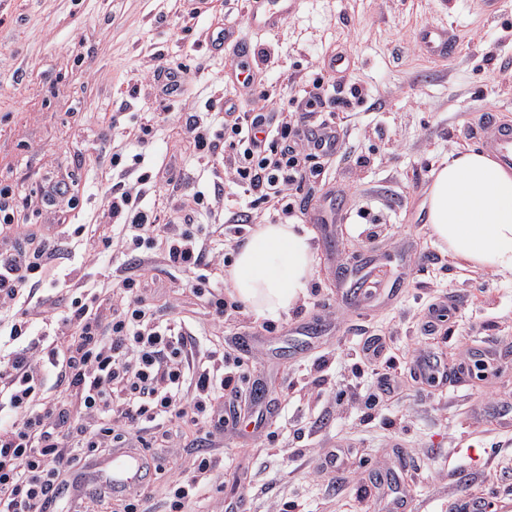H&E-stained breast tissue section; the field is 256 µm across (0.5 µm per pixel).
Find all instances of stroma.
<instances>
[{"label": "stroma", "mask_w": 512, "mask_h": 512, "mask_svg": "<svg viewBox=\"0 0 512 512\" xmlns=\"http://www.w3.org/2000/svg\"><path fill=\"white\" fill-rule=\"evenodd\" d=\"M433 24L459 39L447 61L426 58L416 41ZM226 27L246 31L259 91L292 99L285 122L296 121L314 80L328 84L314 109L334 115L344 148L307 159L317 177L288 189L292 216L311 236L320 288L288 314L263 318L238 305L214 321L204 300L184 291L193 272L157 265L149 293L158 317L185 323L206 347L235 342L250 388L268 392L262 416L243 415L209 440L188 430L169 456L184 469L197 454L216 458L224 490L212 512H382L387 497L376 477L391 468L404 478L405 512H448L449 499L462 495L506 512L512 423L484 404L512 401V275L456 264L425 223L431 173L448 151L475 147L484 113L512 120V0H498L490 15L479 0H299L263 33L247 32L245 0H208L202 12L188 0H0V189L28 197L16 223L44 233L60 224L108 231L107 202L132 185L125 169L139 153L135 165L153 181L144 203L161 224L185 204L189 186L227 180L223 149L203 156L180 128L186 114L202 112L222 130L228 98L243 112L258 106L234 81L231 48H207ZM161 61L181 69L177 96L152 77ZM340 76L361 88V102L339 104L332 85ZM59 180L65 196L44 200L40 187ZM329 190L331 238L312 221ZM239 211L245 222H231ZM270 220L239 188L195 218L229 255ZM138 258L76 242L35 285V299L62 306L72 268L109 291ZM439 301L450 313L424 332ZM323 303L344 323L325 321ZM363 333L385 337L399 371L417 350L452 367L496 349L508 356L462 386L406 382L366 423L362 402L335 400L337 390L374 387V373L355 371L345 355ZM339 450L347 471L313 480L324 456Z\"/></svg>", "instance_id": "35a3bbf8"}]
</instances>
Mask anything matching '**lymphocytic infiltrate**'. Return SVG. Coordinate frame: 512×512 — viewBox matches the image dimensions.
Returning <instances> with one entry per match:
<instances>
[{
	"mask_svg": "<svg viewBox=\"0 0 512 512\" xmlns=\"http://www.w3.org/2000/svg\"><path fill=\"white\" fill-rule=\"evenodd\" d=\"M282 108L278 102L262 112L240 113L228 100L224 113L233 122L223 132L195 116L186 127L202 153L223 143L234 158L233 184L286 215L292 211L288 186L314 175L302 165V156L323 158L327 152L310 138L309 123L280 124ZM149 181V174L141 173L130 190L112 195V233L98 240L106 250L143 251L139 271L117 281L108 298L82 286L61 318L34 304L30 288L44 269L63 259L68 241L29 230L19 231L16 242L0 241V321H7L11 337L20 341L0 360V407L12 412L0 420V512H47L52 504L60 512H140L139 492L116 495L97 483L101 459L116 448L168 441L172 424L187 419L213 434L224 427L217 399L235 401L244 392L239 359L215 351L209 363H196V336L183 325L158 320L148 301L157 240L166 242V266L196 271L190 288L206 297L219 319L226 302L209 274L229 262L223 249L206 248L208 229L190 217L178 228L152 221L143 205ZM37 319L55 322L53 339L32 333ZM51 379L81 400L80 436L70 448L60 435L72 416L47 396ZM214 469L211 456H199L193 471L169 486V512H183L186 503L210 489Z\"/></svg>",
	"mask_w": 512,
	"mask_h": 512,
	"instance_id": "f902f5d3",
	"label": "lymphocytic infiltrate"
}]
</instances>
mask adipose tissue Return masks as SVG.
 <instances>
[{
    "instance_id": "adipose-tissue-1",
    "label": "adipose tissue",
    "mask_w": 512,
    "mask_h": 512,
    "mask_svg": "<svg viewBox=\"0 0 512 512\" xmlns=\"http://www.w3.org/2000/svg\"><path fill=\"white\" fill-rule=\"evenodd\" d=\"M426 221L455 261L512 275V169L472 148L450 151L433 172ZM313 263L304 225L261 224L238 248L228 282L249 311L276 317L306 294Z\"/></svg>"
}]
</instances>
